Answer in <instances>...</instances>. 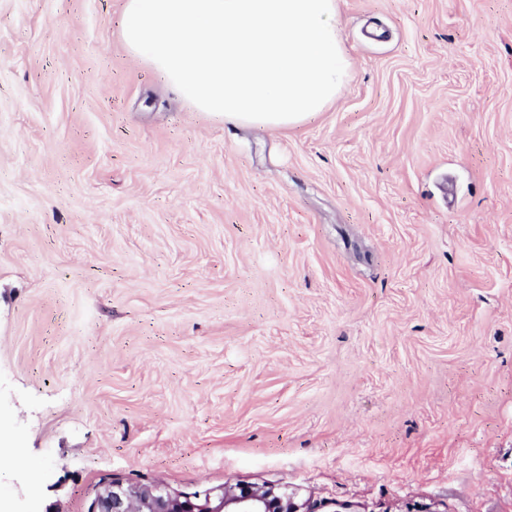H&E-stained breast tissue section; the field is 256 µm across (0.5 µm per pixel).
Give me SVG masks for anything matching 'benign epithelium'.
I'll return each instance as SVG.
<instances>
[{"label": "benign epithelium", "instance_id": "obj_1", "mask_svg": "<svg viewBox=\"0 0 512 512\" xmlns=\"http://www.w3.org/2000/svg\"><path fill=\"white\" fill-rule=\"evenodd\" d=\"M310 501L298 502L286 491L239 483L193 493L175 492L162 481L150 484L103 479L88 512H314Z\"/></svg>", "mask_w": 512, "mask_h": 512}]
</instances>
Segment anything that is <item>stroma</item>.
<instances>
[{"instance_id": "1", "label": "stroma", "mask_w": 512, "mask_h": 512, "mask_svg": "<svg viewBox=\"0 0 512 512\" xmlns=\"http://www.w3.org/2000/svg\"><path fill=\"white\" fill-rule=\"evenodd\" d=\"M123 4L0 0V512H512V0H337L289 130L197 111ZM310 501L299 503L286 491L239 483L193 493L172 491L163 481L150 484L102 479L88 512H314Z\"/></svg>"}]
</instances>
